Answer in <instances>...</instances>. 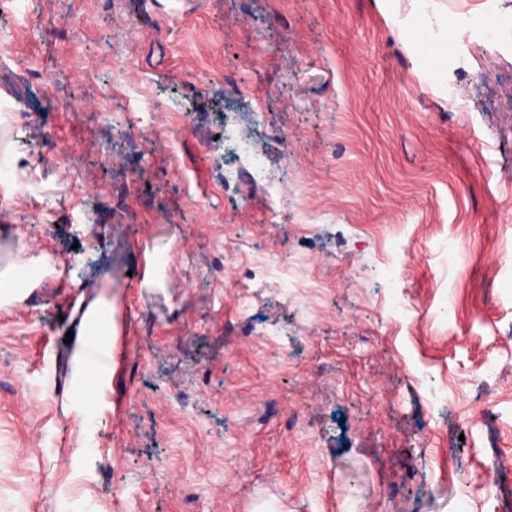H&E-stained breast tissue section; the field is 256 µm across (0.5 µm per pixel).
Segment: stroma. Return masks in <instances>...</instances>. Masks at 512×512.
Segmentation results:
<instances>
[{"label":"stroma","instance_id":"stroma-1","mask_svg":"<svg viewBox=\"0 0 512 512\" xmlns=\"http://www.w3.org/2000/svg\"><path fill=\"white\" fill-rule=\"evenodd\" d=\"M486 7L25 0L0 12V160L15 182L0 274L59 261L0 306V512H456L465 493L470 512H512V465L496 499L482 490L486 464L512 458V48L449 39L441 85L408 34L413 12L442 28ZM126 56L132 92L115 66ZM69 98L83 108H61ZM228 121L269 176L303 189L280 223L251 170L225 179ZM52 145L58 163L33 169ZM32 174L37 207L18 189ZM384 224L405 263L393 282ZM253 256L329 287L243 281ZM393 294L416 306L413 323L382 312ZM105 305L112 374L90 407L81 333Z\"/></svg>","mask_w":512,"mask_h":512}]
</instances>
